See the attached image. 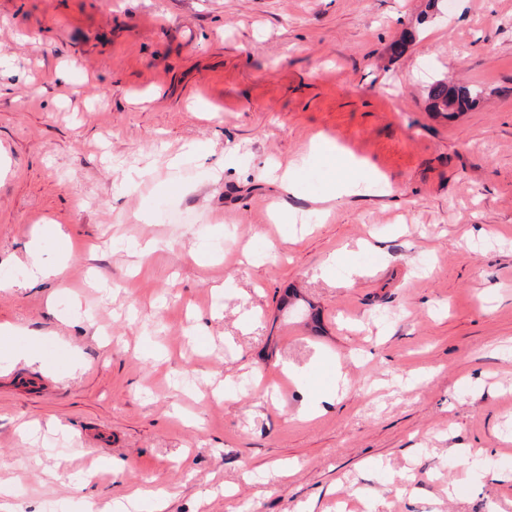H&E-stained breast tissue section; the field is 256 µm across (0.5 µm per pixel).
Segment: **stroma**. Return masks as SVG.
<instances>
[{
  "label": "stroma",
  "mask_w": 512,
  "mask_h": 512,
  "mask_svg": "<svg viewBox=\"0 0 512 512\" xmlns=\"http://www.w3.org/2000/svg\"><path fill=\"white\" fill-rule=\"evenodd\" d=\"M0 281L10 512L512 506V0H0ZM428 111L448 112V103H455L458 112H466L476 106L480 96L477 89L468 86L449 87L448 81L437 79L425 89ZM314 151L332 173H340V189L345 194L356 193L357 184L350 176L352 172L360 171L365 178L371 176V172L365 168L347 166L335 146L325 138H321L314 144ZM28 254V280L31 283L58 278L61 271L58 266L49 264L42 258L39 239L31 242L27 247Z\"/></svg>",
  "instance_id": "stroma-1"
}]
</instances>
